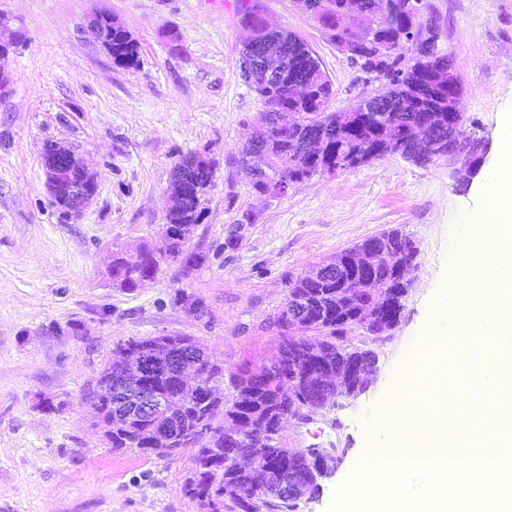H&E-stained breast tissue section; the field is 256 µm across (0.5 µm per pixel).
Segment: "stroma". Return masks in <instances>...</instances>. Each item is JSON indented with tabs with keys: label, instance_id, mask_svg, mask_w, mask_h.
<instances>
[{
	"label": "stroma",
	"instance_id": "35a3bbf8",
	"mask_svg": "<svg viewBox=\"0 0 512 512\" xmlns=\"http://www.w3.org/2000/svg\"><path fill=\"white\" fill-rule=\"evenodd\" d=\"M461 86L460 140L496 145L512 111V0H428ZM270 21L298 34L333 83L330 111L366 90L298 0H260ZM136 40L140 64L115 66L86 38L92 13ZM21 33L0 91V512H205L181 483L195 449L171 457L112 450L85 400L120 342L191 336L225 373L259 368L277 348L274 321L287 276L308 274L366 238L398 228L417 247L397 326L368 338L378 355L366 392L327 410L331 428L289 420V448L342 449V461L301 512H331L336 487L370 437L426 340L451 266L454 231L480 208L479 183L459 190L455 161L397 156L318 174L264 200L233 162L265 106L240 70L239 0H0ZM73 149L97 175L92 205L71 216L45 183L43 146ZM192 153L213 160L207 212L186 243L203 262H171L131 291L106 275L114 252L158 241L172 171Z\"/></svg>",
	"mask_w": 512,
	"mask_h": 512
}]
</instances>
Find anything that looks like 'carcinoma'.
Segmentation results:
<instances>
[{"label":"carcinoma","instance_id":"obj_1","mask_svg":"<svg viewBox=\"0 0 512 512\" xmlns=\"http://www.w3.org/2000/svg\"><path fill=\"white\" fill-rule=\"evenodd\" d=\"M317 2V19L336 44L350 37L349 29L341 25L338 9L348 10L351 19L360 24L370 26L378 23L377 29L369 37V44L361 49V53L369 65L388 69L393 76L390 83L376 87L381 95L380 112L387 119L380 123L373 112L327 111L333 85L318 57L313 55L300 37L291 32L284 29L266 32L261 24L260 4L256 0H240V26L261 35L259 42L243 43L241 55H262L266 42L277 43L281 53L277 70L268 73L258 68L249 82L265 105L267 127L261 137L249 136L238 156L242 164L254 170L255 180L251 187L261 199L270 198L269 187L275 181L310 177L322 167L354 169L368 163L366 156L373 152L383 157L394 154L397 148L406 151L411 147L412 128L422 119L428 122L434 139L448 143V92L430 90L420 70L424 57L430 59L431 66L439 67V60L430 53L433 45L420 42L399 48L389 63L377 56L379 45L398 44L411 25V15L400 9L395 0ZM112 61L124 67H135L140 62L138 44L122 26L112 28ZM298 84L311 88L309 98L302 102L293 100V88ZM280 112L292 114V125L276 124ZM312 140L321 144V155L317 157L304 151L306 143ZM213 174V162L201 155L191 154L175 165L169 191L183 196V204L167 214L168 233L161 234L159 241L154 244L143 245L136 255L115 253L110 272L112 285L131 291L139 286L142 279L156 277L161 263L168 260L178 261L186 268H194L203 262L204 255L188 251L184 246L207 210V200L198 197L196 191L209 193ZM380 236L394 250L403 249L409 240L398 229L382 232ZM350 275L348 270L331 266L320 271L314 279L299 276L290 277L286 282V301L295 304L300 329L320 339L318 358L321 369L326 372L348 369L345 358L336 352V340L341 336L355 335L357 319H370L376 326L384 323V317L388 316V312L378 309L382 299L374 295V289L355 295L347 293L345 280ZM376 282L377 290L389 296L401 288L394 275L387 271L378 272ZM158 340L157 336L132 338L124 342V348L132 354L143 353ZM195 355L207 370L203 385L185 399L174 373L164 372L149 377L151 388L171 399L174 407L172 414L158 416L154 425H113L108 438L111 448H137L151 454L153 427L182 431L194 429L205 421V428L213 430V434L197 448L195 468L182 482L185 494L199 501L211 486L220 489L231 487L233 493L228 495L231 502L227 506L229 512H294L297 504L272 485H267L265 494L256 493L261 483L259 475L218 467L220 451L224 450L221 423L226 416V409L221 407L224 392L219 389L224 381V364L215 360L208 347L200 342L197 343ZM120 376L121 370L109 362L98 371L96 418L111 421L110 394ZM278 377V370L273 373L267 371L261 376L249 370L230 374L231 398L235 400L236 414L245 420V424L273 427ZM264 450L272 465L294 477L298 494L306 498L319 495L318 475L308 470L307 466L291 461L290 449L283 436L273 438V442L266 445Z\"/></svg>","mask_w":512,"mask_h":512}]
</instances>
